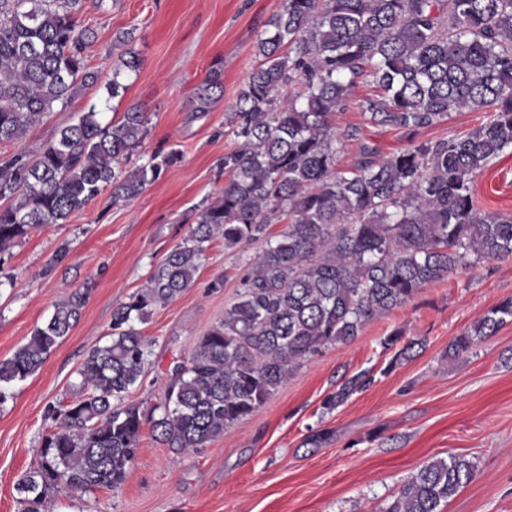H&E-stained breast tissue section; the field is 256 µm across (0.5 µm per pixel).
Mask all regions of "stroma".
<instances>
[{
  "label": "stroma",
  "mask_w": 512,
  "mask_h": 512,
  "mask_svg": "<svg viewBox=\"0 0 512 512\" xmlns=\"http://www.w3.org/2000/svg\"><path fill=\"white\" fill-rule=\"evenodd\" d=\"M281 0H83L94 33L89 59L102 80L74 103L31 127L22 141L0 144V156L30 153L74 123L91 105L108 103L111 117L139 107L149 118L129 166L156 152L180 159L129 204L102 193L65 224L32 231L0 253V359L10 357L70 291L88 289L81 317L26 381L0 405V512H21L15 485L37 467L44 438L58 427L54 410L75 397L78 369L111 332L112 311L144 286L169 252L184 244L199 209L216 199L226 152L238 139L230 113L255 45ZM141 60L123 72V90L105 82L121 64L116 40ZM209 98L199 96L206 80ZM344 135L339 164L349 167L362 146L388 155L403 149V130L367 122L355 106L338 113ZM481 211L512 213V151L475 182ZM63 260H56L59 248ZM262 248L207 243L194 285L140 324L152 342L150 363L127 400L160 403L175 367L224 317L238 293L245 262ZM223 278L221 290L209 284ZM512 296V260H483L422 288L404 307L371 321L346 345L301 363L267 403L187 454L157 442L144 425L137 461L120 488L74 493L58 487L50 512H379L384 501L425 462L451 454L470 459L474 479L446 512H512V323L452 358L449 344L485 312ZM400 331L414 342L411 358L395 361L381 339ZM373 381L333 412L324 397L354 374ZM323 434L309 445L307 438Z\"/></svg>",
  "instance_id": "stroma-1"
}]
</instances>
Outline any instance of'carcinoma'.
Instances as JSON below:
<instances>
[{"label": "carcinoma", "mask_w": 512, "mask_h": 512, "mask_svg": "<svg viewBox=\"0 0 512 512\" xmlns=\"http://www.w3.org/2000/svg\"><path fill=\"white\" fill-rule=\"evenodd\" d=\"M80 0H0V144L18 142L78 91L96 83L93 32ZM260 62L239 91L231 122L240 144L224 154V183L203 206L191 245L172 250L148 285L112 312V333L78 370V396L56 411L40 466L20 478L24 512H41L52 489H116L135 464L144 421L182 454L257 412L300 363L347 344L378 316L425 286L480 260L512 258V214L482 212L474 183L512 148V0H282L257 42ZM377 94L357 102L371 122L404 130L409 145L387 156L369 146L338 166L345 110L356 81ZM303 90L284 106L280 91ZM484 111L475 129L418 141L452 112ZM147 114L129 108L104 121L92 106L30 154L0 157V251L37 227L64 224L102 192L136 200L177 154L117 166L142 142ZM284 222L271 237L267 227ZM265 246L239 280L224 319L176 370L164 401L146 411L123 400L149 363L137 324L195 283L204 243ZM87 292L55 304L26 343L0 360V405L12 383L36 374L78 322ZM512 322V296L448 346L456 357ZM373 377L361 372L328 394L332 411ZM159 416H154L155 411ZM475 476L448 455L422 465L382 512H444Z\"/></svg>", "instance_id": "obj_1"}]
</instances>
